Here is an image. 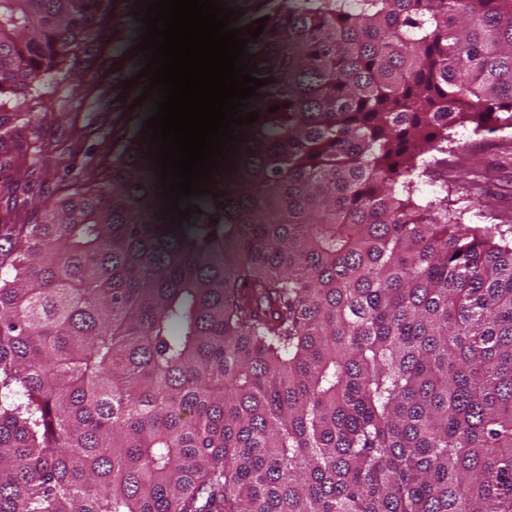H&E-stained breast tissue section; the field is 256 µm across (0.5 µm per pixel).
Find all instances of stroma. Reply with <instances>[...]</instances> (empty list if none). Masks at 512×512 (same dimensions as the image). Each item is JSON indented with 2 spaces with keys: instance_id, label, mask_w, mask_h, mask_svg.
<instances>
[{
  "instance_id": "1",
  "label": "stroma",
  "mask_w": 512,
  "mask_h": 512,
  "mask_svg": "<svg viewBox=\"0 0 512 512\" xmlns=\"http://www.w3.org/2000/svg\"><path fill=\"white\" fill-rule=\"evenodd\" d=\"M135 8V0H112L95 46L27 92L10 137L0 140V224L37 223L39 202L65 196L92 166L111 162L149 117L134 103L141 86L133 78L143 67L129 53L141 32ZM457 135L470 146L448 158L462 226L512 227V134L477 135L461 126Z\"/></svg>"
}]
</instances>
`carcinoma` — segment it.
<instances>
[{
    "label": "carcinoma",
    "mask_w": 512,
    "mask_h": 512,
    "mask_svg": "<svg viewBox=\"0 0 512 512\" xmlns=\"http://www.w3.org/2000/svg\"><path fill=\"white\" fill-rule=\"evenodd\" d=\"M111 5L0 0V97ZM233 25L268 84L202 213L159 217L138 129L0 226V512H512V240L446 175L512 132V0Z\"/></svg>",
    "instance_id": "carcinoma-1"
}]
</instances>
